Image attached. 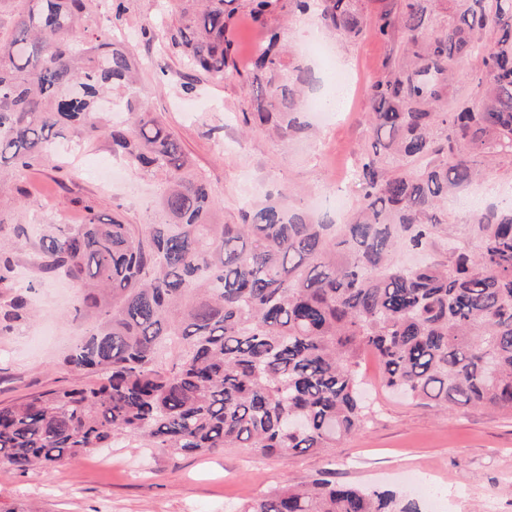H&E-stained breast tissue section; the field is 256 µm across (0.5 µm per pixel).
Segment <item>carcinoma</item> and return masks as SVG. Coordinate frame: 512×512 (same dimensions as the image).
Returning a JSON list of instances; mask_svg holds the SVG:
<instances>
[{"label": "carcinoma", "mask_w": 512, "mask_h": 512, "mask_svg": "<svg viewBox=\"0 0 512 512\" xmlns=\"http://www.w3.org/2000/svg\"><path fill=\"white\" fill-rule=\"evenodd\" d=\"M0 34V169L51 156L65 128L106 137L138 169H165L164 220L142 227L84 204L85 223L40 241L39 268L82 290L81 337L65 356L95 385L0 403V464L24 473L120 439L176 457L223 448L263 456L325 452L361 431V359L389 389L441 410L512 415V210L450 231L448 194L498 162L512 167V0H396L367 25L358 0H181L163 40L192 68H235L227 30L240 7L268 27L251 58L247 122L277 138L304 133L311 69L285 59L277 11L312 12L356 40L401 42L367 87L370 140L357 150L361 200L344 224L268 199L218 224L211 187L187 171L181 143L137 94L134 123L89 121L108 86L135 90L138 61L112 35L83 39L93 0H18ZM474 57L477 99L449 96ZM407 251L426 258L401 260ZM13 285L0 255V289ZM27 315L12 297L0 335ZM235 512H420L387 490L321 478Z\"/></svg>", "instance_id": "cac0c4a2"}]
</instances>
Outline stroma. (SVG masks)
Masks as SVG:
<instances>
[{
    "label": "stroma",
    "mask_w": 512,
    "mask_h": 512,
    "mask_svg": "<svg viewBox=\"0 0 512 512\" xmlns=\"http://www.w3.org/2000/svg\"><path fill=\"white\" fill-rule=\"evenodd\" d=\"M175 4L124 0L125 12L116 21L112 0H98L90 32L111 31L133 51L140 64L139 104L162 117L183 146L189 172L214 191L216 222L235 219L253 186L256 199L272 196L315 219L345 223L360 187L355 177H342L341 169L355 167V151L370 137L366 86L382 74L392 44L372 35L345 41L310 15L284 11L272 18L292 50L315 40L329 46L330 59L314 53L303 58L316 79L306 94L335 102L330 120L306 114L308 136L278 141L264 131L245 130L242 122L249 109L251 52L265 29L238 11L228 32L237 46V71L219 80L187 69L154 39V32L174 23ZM188 82L194 86L189 94L183 91ZM116 161L107 138L67 136L42 164L0 173V239L9 246L16 283L25 289L32 313L0 335L2 403L78 380L63 358L79 334L67 317L79 290L65 276L40 271L42 236L84 223L87 201L130 224L158 217L164 174L129 167L102 184L95 169ZM18 224L23 233H15ZM362 373L376 414L362 432L329 452L268 458L251 448H226L172 459L154 448L121 443L24 474L0 465V512H187L192 506L198 512H234L239 504L322 474L392 490L416 501L421 512H512V416L473 407L444 412L402 399L382 386L380 363L369 352ZM421 471L444 488L439 500L422 497L412 484V474Z\"/></svg>",
    "instance_id": "1"
}]
</instances>
